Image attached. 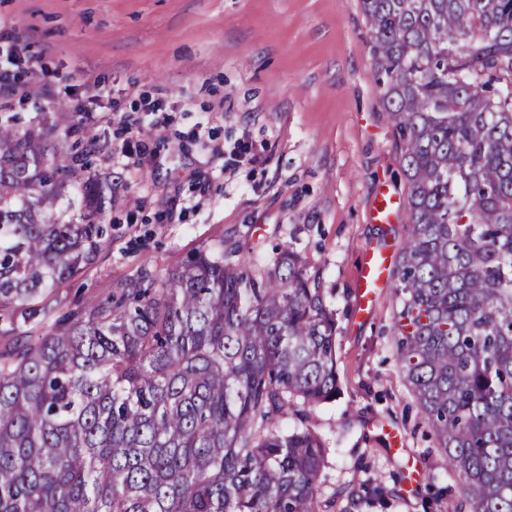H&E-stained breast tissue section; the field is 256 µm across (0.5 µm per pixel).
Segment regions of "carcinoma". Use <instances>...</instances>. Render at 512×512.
I'll return each instance as SVG.
<instances>
[{
    "label": "carcinoma",
    "mask_w": 512,
    "mask_h": 512,
    "mask_svg": "<svg viewBox=\"0 0 512 512\" xmlns=\"http://www.w3.org/2000/svg\"><path fill=\"white\" fill-rule=\"evenodd\" d=\"M361 6L409 206L397 360L469 512H512V0ZM103 151L0 112V512H323L321 268L218 236L62 311L112 241Z\"/></svg>",
    "instance_id": "obj_1"
}]
</instances>
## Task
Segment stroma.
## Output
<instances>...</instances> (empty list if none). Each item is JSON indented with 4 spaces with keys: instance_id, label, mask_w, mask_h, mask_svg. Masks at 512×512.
<instances>
[{
    "instance_id": "1",
    "label": "stroma",
    "mask_w": 512,
    "mask_h": 512,
    "mask_svg": "<svg viewBox=\"0 0 512 512\" xmlns=\"http://www.w3.org/2000/svg\"><path fill=\"white\" fill-rule=\"evenodd\" d=\"M0 24L38 67L32 97L0 112L27 124L56 103L76 120L83 82L105 89L93 168L113 176L112 243L63 300L220 235L265 262L293 247L321 266L340 326L339 393L309 418L330 447L329 512H372L349 497L370 478L391 512H467L399 369L390 288L354 315L362 253L399 254L407 235L370 218L406 185L360 0H0Z\"/></svg>"
}]
</instances>
